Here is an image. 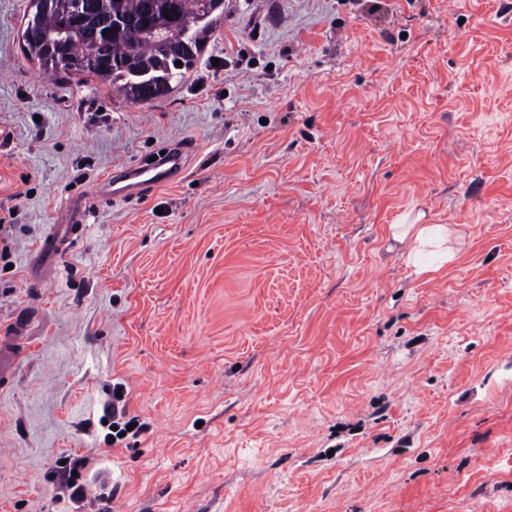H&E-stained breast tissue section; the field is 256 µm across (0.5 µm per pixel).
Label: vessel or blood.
Returning <instances> with one entry per match:
<instances>
[{
    "mask_svg": "<svg viewBox=\"0 0 512 512\" xmlns=\"http://www.w3.org/2000/svg\"><path fill=\"white\" fill-rule=\"evenodd\" d=\"M186 165L185 149L181 146H165L156 153L155 160L140 159L112 171L97 189L98 194L124 201L141 196L148 189L171 182ZM83 210H73L64 230L51 231L45 239L44 252L56 255L63 251L67 240L83 230ZM26 320H18L10 335L0 336V378L16 360L26 334Z\"/></svg>",
    "mask_w": 512,
    "mask_h": 512,
    "instance_id": "vessel-or-blood-1",
    "label": "vessel or blood"
}]
</instances>
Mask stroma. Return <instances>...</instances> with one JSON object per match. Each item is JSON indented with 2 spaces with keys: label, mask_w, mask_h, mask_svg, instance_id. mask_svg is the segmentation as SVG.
Here are the masks:
<instances>
[{
  "label": "stroma",
  "mask_w": 512,
  "mask_h": 512,
  "mask_svg": "<svg viewBox=\"0 0 512 512\" xmlns=\"http://www.w3.org/2000/svg\"><path fill=\"white\" fill-rule=\"evenodd\" d=\"M0 0V512H512V0H224L135 103ZM185 172L95 189L159 147ZM86 205L52 273L41 243ZM459 239L420 275L390 225ZM148 423L106 445L112 388ZM27 328L26 319L20 318L10 336H0V378L3 379L7 368L21 353L22 340L25 338ZM61 461H66L61 465ZM89 460L84 456L66 455L60 457L56 462V474L60 477L62 486L70 501L74 503L83 502L88 496V484L84 473ZM73 471H77V476H73Z\"/></svg>",
  "instance_id": "obj_1"
}]
</instances>
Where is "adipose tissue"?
Segmentation results:
<instances>
[{
	"label": "adipose tissue",
	"mask_w": 512,
	"mask_h": 512,
	"mask_svg": "<svg viewBox=\"0 0 512 512\" xmlns=\"http://www.w3.org/2000/svg\"><path fill=\"white\" fill-rule=\"evenodd\" d=\"M391 230L394 240L403 247L402 256L405 262L415 265L417 273L435 272L437 264L448 263L454 257L452 249L448 246L450 230L447 225L395 224ZM426 251L437 256V264H418L419 255Z\"/></svg>",
	"instance_id": "ef3b65f1"
}]
</instances>
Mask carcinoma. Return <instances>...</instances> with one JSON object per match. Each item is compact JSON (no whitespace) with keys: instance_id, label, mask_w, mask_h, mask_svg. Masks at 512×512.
<instances>
[{"instance_id":"cac0c4a2","label":"carcinoma","mask_w":512,"mask_h":512,"mask_svg":"<svg viewBox=\"0 0 512 512\" xmlns=\"http://www.w3.org/2000/svg\"><path fill=\"white\" fill-rule=\"evenodd\" d=\"M31 14L22 34L28 54L46 73L81 75L109 82L125 98L149 101L166 96L195 66L201 41L213 25L200 14V0H30ZM114 14L134 19L121 30L111 29L106 20ZM148 17L166 26L159 35H150L141 20ZM69 21L81 31V39L94 49L101 63L91 66L72 48L54 53L49 41L58 37L62 22ZM192 44L194 53L180 57L175 43ZM143 76L138 77L128 59ZM182 65H176V62Z\"/></svg>"}]
</instances>
